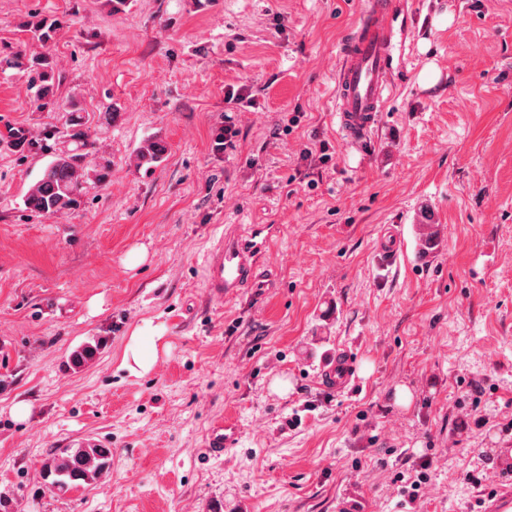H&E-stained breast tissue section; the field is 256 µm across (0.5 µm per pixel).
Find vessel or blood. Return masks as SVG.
Returning a JSON list of instances; mask_svg holds the SVG:
<instances>
[{"instance_id":"1","label":"vessel or blood","mask_w":512,"mask_h":512,"mask_svg":"<svg viewBox=\"0 0 512 512\" xmlns=\"http://www.w3.org/2000/svg\"><path fill=\"white\" fill-rule=\"evenodd\" d=\"M402 0H371L350 37L340 49L336 71L333 117L340 134L352 145H362L380 122L389 101L391 76L400 64L406 39L400 20ZM445 227L434 214L429 199L422 198L411 209L408 222L388 231L379 241L382 254L393 255L411 248L416 264L427 265L444 249ZM267 224H241L220 234L205 259V286L217 300L231 299L241 289L253 287L261 258L271 245ZM357 366L350 354L336 352L321 367L326 389L339 393L351 389ZM241 439L231 421L216 424L206 442V454L216 460Z\"/></svg>"}]
</instances>
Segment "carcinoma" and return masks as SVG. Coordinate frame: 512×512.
Here are the masks:
<instances>
[{"label":"carcinoma","instance_id":"1","mask_svg":"<svg viewBox=\"0 0 512 512\" xmlns=\"http://www.w3.org/2000/svg\"><path fill=\"white\" fill-rule=\"evenodd\" d=\"M29 32L39 42L47 44L56 37L60 24L55 20L39 18L28 24ZM15 70L26 77L32 91V101L37 108L62 111L63 136L66 146L53 153L40 177L29 187L24 196L26 209L41 215L62 216L79 208L86 194V184L93 178L103 182L109 175V165L97 164L89 168L87 131L94 120L110 121L117 107L110 105L93 116L80 101L72 97L59 102L57 91L60 75L49 52L30 55L20 47L0 50V71ZM167 147L160 141L149 140L136 152V165L152 169L164 159ZM112 460L111 449L92 442L77 448H65L44 467L43 477L47 488L67 493L84 485L95 483L106 472Z\"/></svg>","mask_w":512,"mask_h":512}]
</instances>
